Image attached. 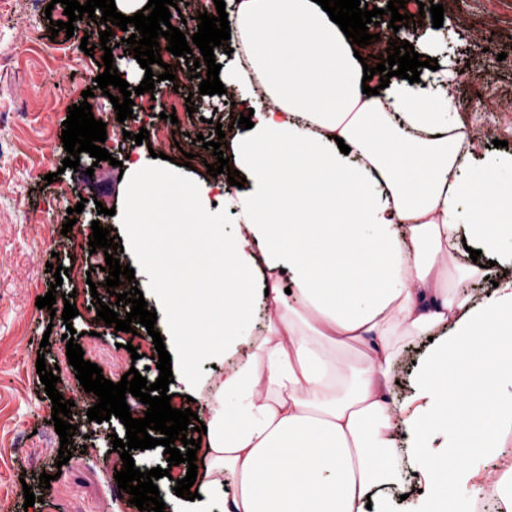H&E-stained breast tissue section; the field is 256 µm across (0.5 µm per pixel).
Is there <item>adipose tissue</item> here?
<instances>
[{
  "instance_id": "adipose-tissue-1",
  "label": "adipose tissue",
  "mask_w": 512,
  "mask_h": 512,
  "mask_svg": "<svg viewBox=\"0 0 512 512\" xmlns=\"http://www.w3.org/2000/svg\"><path fill=\"white\" fill-rule=\"evenodd\" d=\"M227 11L244 61L224 83L260 82L272 105L232 136L230 165L252 191L221 185L246 227L209 245L223 272L220 344L238 362L220 384L227 404L210 411L190 512H210L219 490L224 512H387L400 454L423 484L403 512H469L482 480L512 512V467L480 469L512 433V273L480 303L454 283L490 274L461 262L463 241L488 257L512 241V189L497 184L512 152L473 159L448 121L447 70L363 94L352 41L317 0H229ZM130 169L128 240L164 284L180 337L191 291L156 244L172 210L207 230L199 192L162 199L160 172ZM259 285L278 314L256 340L246 329ZM424 336L412 392L398 397L393 367Z\"/></svg>"
}]
</instances>
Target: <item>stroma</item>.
<instances>
[{
    "label": "stroma",
    "instance_id": "1",
    "mask_svg": "<svg viewBox=\"0 0 512 512\" xmlns=\"http://www.w3.org/2000/svg\"><path fill=\"white\" fill-rule=\"evenodd\" d=\"M50 0H39L28 8L20 0H0V52L10 54L7 66L0 67V512H138L128 498L119 497L110 469L111 435L125 437L126 428L118 417L87 424L86 412L97 402L85 392L66 356L64 335L75 329L87 361L102 368L112 382H120L129 369L143 371L148 382L159 376L158 353L154 344L139 346L129 353L126 344L132 334L105 326L96 319L93 299L86 282L64 276L62 286H54L47 264L72 267L74 249H87L92 229L89 215L97 206L113 209L107 222L118 235L125 262L134 270L137 287L147 301L148 311L157 315L156 329L167 326V314L159 304L160 286L144 269L139 253L129 249L124 238V213L130 183L121 174L119 161L143 159L146 166L164 175L157 192L165 197L185 185H205L211 177L207 164L215 163L211 150L202 141L214 140L216 126L237 125L239 106L222 95H203L198 84H183L179 95L156 94L153 110L144 118L146 129L163 126V114L178 118L174 129L177 142L164 145L132 146L123 137V124L102 90L90 99L95 119L106 125L105 148L112 161L99 162L93 175L63 168L66 156L61 141L62 123L81 93L93 87L101 74V57H90L76 38L51 36L45 8ZM444 7L442 27H426L415 52L428 54L440 64L455 62L457 70H469L473 85H454L451 95L454 122L477 125L483 132L476 155L494 148V140L512 144V0H438ZM487 42L484 49L472 43L474 33ZM505 60H498V53ZM193 98L195 114H188L186 98ZM191 144L193 159L180 151ZM54 181H47V174ZM83 204L79 224L63 232L69 208ZM172 235L178 241L173 256L188 276L208 281L209 290L200 292L193 308L210 309L213 288L220 285V270L209 264L190 246L191 235L183 213L169 214ZM74 295L78 316L64 324L60 313L38 308L36 300L48 290ZM46 365H58L56 388L73 402V420L83 422L82 433L74 435V453L67 465L57 466L60 438L52 421V402L36 372L37 358ZM233 355L200 351L195 357V381L191 387L174 382L169 386L171 406L191 409L200 421L209 418V407L224 378L236 363ZM52 477L49 488L39 485L40 474ZM32 487L36 502L25 507L24 487Z\"/></svg>",
    "mask_w": 512,
    "mask_h": 512
}]
</instances>
